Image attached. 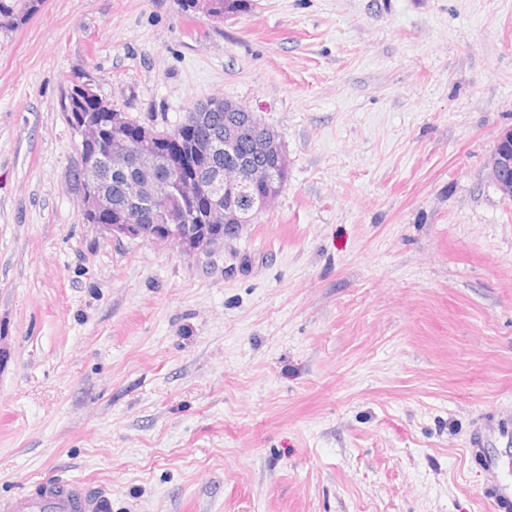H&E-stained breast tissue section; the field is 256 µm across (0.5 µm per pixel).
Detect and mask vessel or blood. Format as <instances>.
I'll use <instances>...</instances> for the list:
<instances>
[{
  "label": "vessel or blood",
  "mask_w": 512,
  "mask_h": 512,
  "mask_svg": "<svg viewBox=\"0 0 512 512\" xmlns=\"http://www.w3.org/2000/svg\"><path fill=\"white\" fill-rule=\"evenodd\" d=\"M484 465L489 475L485 497L491 500L495 512H512V484L500 480V460L489 457ZM0 512H112V499L83 481H55L44 484L36 496L0 502Z\"/></svg>",
  "instance_id": "1"
}]
</instances>
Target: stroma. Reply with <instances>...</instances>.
<instances>
[{
    "label": "stroma",
    "instance_id": "obj_1",
    "mask_svg": "<svg viewBox=\"0 0 512 512\" xmlns=\"http://www.w3.org/2000/svg\"><path fill=\"white\" fill-rule=\"evenodd\" d=\"M160 129L223 97L288 180L188 256L86 223L77 76ZM512 0H45L0 30V499L112 512H494L512 462ZM489 175L504 199L512 200V129L498 137L488 159ZM484 465L489 475V484L484 490L485 497L492 501L494 510L497 512H511L512 484L500 480V460L496 458L484 457ZM0 511L112 512V498L83 481H55L44 484L36 497L21 496L0 502Z\"/></svg>",
    "mask_w": 512,
    "mask_h": 512
}]
</instances>
